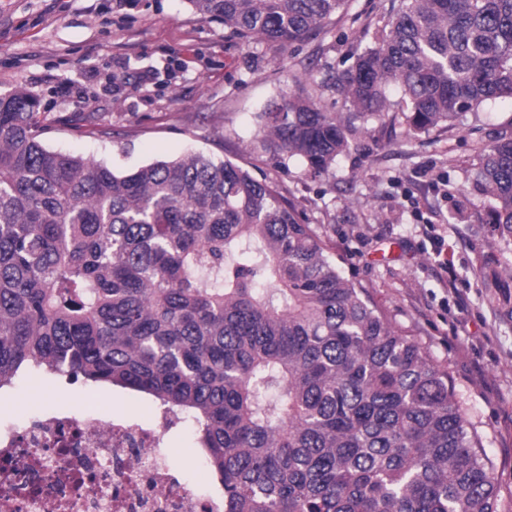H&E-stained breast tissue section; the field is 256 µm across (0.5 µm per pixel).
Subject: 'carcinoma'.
Instances as JSON below:
<instances>
[{
	"mask_svg": "<svg viewBox=\"0 0 512 512\" xmlns=\"http://www.w3.org/2000/svg\"><path fill=\"white\" fill-rule=\"evenodd\" d=\"M290 45L348 0H187ZM373 45L262 112L263 147L323 175L402 88L425 132L512 98V0H400ZM40 102L0 96V388L68 376L196 424L224 512H495L476 434L419 343L325 253L277 187L191 152L117 172L50 149ZM476 181L512 234V137Z\"/></svg>",
	"mask_w": 512,
	"mask_h": 512,
	"instance_id": "obj_1",
	"label": "carcinoma"
}]
</instances>
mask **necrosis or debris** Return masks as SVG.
Instances as JSON below:
<instances>
[{
	"label": "necrosis or debris",
	"mask_w": 512,
	"mask_h": 512,
	"mask_svg": "<svg viewBox=\"0 0 512 512\" xmlns=\"http://www.w3.org/2000/svg\"><path fill=\"white\" fill-rule=\"evenodd\" d=\"M177 425L65 408L0 425V512H224L221 493L183 481L165 446Z\"/></svg>",
	"instance_id": "obj_1"
}]
</instances>
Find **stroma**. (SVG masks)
I'll return each instance as SVG.
<instances>
[{
	"label": "stroma",
	"instance_id": "stroma-1",
	"mask_svg": "<svg viewBox=\"0 0 512 512\" xmlns=\"http://www.w3.org/2000/svg\"><path fill=\"white\" fill-rule=\"evenodd\" d=\"M391 3L351 0L308 41L280 46L200 18L187 0H0V94L39 99L50 149L120 172L196 151L275 184L330 259L447 370L492 464L499 512H512V236L473 181L478 153L512 137V99L415 134L389 86L392 121L361 129L323 177L262 145L265 107L308 74L346 69ZM88 116L111 137L87 135ZM43 403L105 421L155 411L135 393L54 377ZM168 445L201 487L192 422Z\"/></svg>",
	"mask_w": 512,
	"mask_h": 512
}]
</instances>
